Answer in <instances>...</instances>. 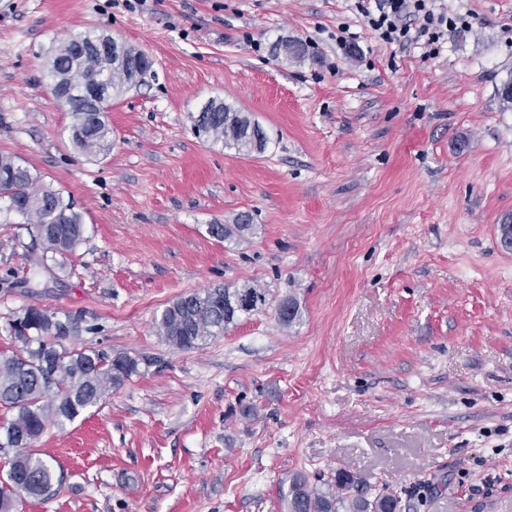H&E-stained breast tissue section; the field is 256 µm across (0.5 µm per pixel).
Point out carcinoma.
Returning a JSON list of instances; mask_svg holds the SVG:
<instances>
[{
	"mask_svg": "<svg viewBox=\"0 0 512 512\" xmlns=\"http://www.w3.org/2000/svg\"><path fill=\"white\" fill-rule=\"evenodd\" d=\"M144 53L126 49V64L114 69L109 80L115 93L141 81L150 69L142 61L140 73L129 62ZM50 71L68 73L76 82L88 81L97 74L95 64L63 44L53 55ZM72 129L81 131L74 145L88 153L110 150L109 129L100 112H93L83 101L69 105ZM198 132L224 140L239 152L262 153L268 144L266 131L248 116L224 106L222 112H200L195 118ZM0 198L9 208L33 221L32 233L53 254L75 250L83 240L84 224L72 203L52 190L36 185L30 172L12 159L0 157ZM250 216L241 214L234 224H212L209 233L218 239L242 237L251 232ZM243 294L250 307L241 313L229 308ZM268 292L256 284L238 288L217 286L181 296L169 304L155 320L164 340L181 350L195 349L208 338L226 330L243 316L261 311ZM9 336L22 343L16 351L0 352V405L13 412L3 425L9 454V469L0 477V512H12L21 494L42 496L53 490L55 471L39 456L34 443L49 424L62 426L96 406L106 391L122 385L138 373L141 360L127 355H112L99 350H68L61 341L77 336L81 319L39 307H29L9 321ZM285 512H404L403 498L388 485L379 489L355 476L346 468L336 469L330 479L304 474L292 477L283 495Z\"/></svg>",
	"mask_w": 512,
	"mask_h": 512,
	"instance_id": "cac0c4a2",
	"label": "carcinoma"
}]
</instances>
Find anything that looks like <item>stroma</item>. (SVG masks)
<instances>
[{"label": "stroma", "mask_w": 512, "mask_h": 512, "mask_svg": "<svg viewBox=\"0 0 512 512\" xmlns=\"http://www.w3.org/2000/svg\"><path fill=\"white\" fill-rule=\"evenodd\" d=\"M445 4L471 25L431 58L364 38L355 0H0V156L85 224L48 256L0 200V351L39 306L81 317L67 349L141 360L48 426L61 486L17 512H283L291 476L340 467L425 496L417 512H512V0ZM85 32L153 61L94 155L49 75ZM213 99L264 128V153L197 133ZM243 212L252 234H210ZM246 282L268 304L223 335H158L173 300Z\"/></svg>", "instance_id": "1"}]
</instances>
